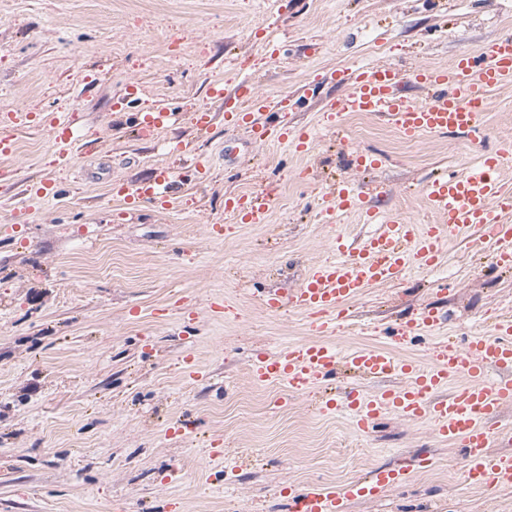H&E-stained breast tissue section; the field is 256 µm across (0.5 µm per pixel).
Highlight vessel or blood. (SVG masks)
<instances>
[{
    "instance_id": "vessel-or-blood-1",
    "label": "vessel or blood",
    "mask_w": 512,
    "mask_h": 512,
    "mask_svg": "<svg viewBox=\"0 0 512 512\" xmlns=\"http://www.w3.org/2000/svg\"><path fill=\"white\" fill-rule=\"evenodd\" d=\"M414 80L427 90L425 102L418 104L401 94L404 78L396 68H358L346 92L325 107L329 130L337 138H344L341 116L362 112L390 123L410 139L438 132L480 136L487 93L512 83V36L488 43L479 57L460 56L450 69L417 70ZM235 97L238 104L225 112V120L250 126L260 140L289 144L298 153L308 151L309 136H293L282 118L291 109V94L258 96L244 81L239 83ZM269 113L279 114V122H267L265 116ZM170 121L171 113L162 105L145 108L139 119L140 125L157 129L168 126ZM75 122V116L70 115L53 126L56 142L64 147L58 158L67 166L75 163L73 154L65 149L72 141ZM510 162L512 145L505 144L482 155L462 172L428 182L422 195L433 216L429 224L382 217L368 205L365 191L349 184L339 187L337 207L361 212L365 223L379 224V231L355 248L349 247L343 237H336L335 262L314 266L292 294L267 295L264 306L273 312L287 306L314 311L324 316L321 330L334 328L336 316L342 315L345 304L359 296L363 288L396 280L412 266H434L447 237L461 231L490 236L498 246L497 264L512 263V225L502 221L503 213L512 211V191L504 187L499 177L500 169ZM176 185L174 171L160 166L148 179L121 186L119 194L134 204L143 199L168 198ZM224 209L242 224H264L269 218L265 200L247 193L227 196ZM342 362L366 378L399 375L408 380L403 389L385 391L369 402L361 401L356 391H349L348 406L357 429H365L371 417L382 411L410 420H429L440 438L463 444L466 480L482 487L512 485V456H500L490 450L491 439L512 440V430L490 426L499 408L512 402L511 324L501 326L494 337H471L462 349L451 343L443 345L436 361L428 367L398 357L387 348H359L343 356L333 343L315 341L273 357L259 355L252 375L258 382H283L289 389L299 391L314 377L334 373ZM491 369L497 370V378H487ZM452 381L457 384L456 390L442 396V389ZM408 475L405 466L378 467L365 480L338 489L307 487L289 493V512H341L344 502L377 498L383 491L401 485Z\"/></svg>"
}]
</instances>
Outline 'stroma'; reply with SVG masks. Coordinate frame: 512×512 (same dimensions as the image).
I'll list each match as a JSON object with an SVG mask.
<instances>
[{
	"label": "stroma",
	"instance_id": "35a3bbf8",
	"mask_svg": "<svg viewBox=\"0 0 512 512\" xmlns=\"http://www.w3.org/2000/svg\"><path fill=\"white\" fill-rule=\"evenodd\" d=\"M507 35L512 0H0V114L30 115L0 157V512H287L290 490L337 488L416 456L429 466L344 512H512V485H469L463 447L432 423L385 412L357 430L348 391L372 400L404 378L341 364L292 392L251 377L258 354L319 337L316 315L269 312L264 294L335 261L334 237L357 244L375 230L353 210L325 222L336 184L428 224L426 182L512 142V84L488 94L476 140L410 141L348 113L342 142L326 103L358 67L446 69ZM245 80L262 96L296 93L288 121L311 135L308 152L226 127L224 98ZM155 102L175 123L139 133L138 112ZM202 108L213 115L204 130L193 122ZM72 112L77 161L65 167L51 122ZM355 150L378 167L358 171ZM159 166L180 176L169 206L131 208L113 192ZM44 180L62 191L36 209L26 188ZM237 193L269 195L268 223L226 214ZM495 251L469 232L450 237L433 267L348 302L332 341L428 366L440 342L494 335L512 321V270ZM431 308L441 324L396 344L391 328ZM328 399L335 409L319 411Z\"/></svg>",
	"mask_w": 512,
	"mask_h": 512
}]
</instances>
